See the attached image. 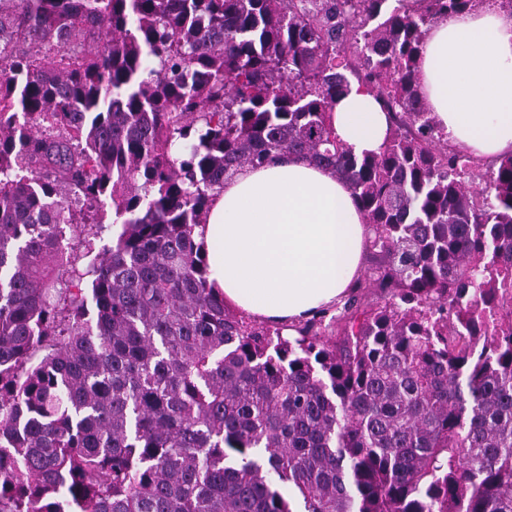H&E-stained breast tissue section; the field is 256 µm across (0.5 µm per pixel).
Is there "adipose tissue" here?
Listing matches in <instances>:
<instances>
[{
    "instance_id": "1",
    "label": "adipose tissue",
    "mask_w": 512,
    "mask_h": 512,
    "mask_svg": "<svg viewBox=\"0 0 512 512\" xmlns=\"http://www.w3.org/2000/svg\"><path fill=\"white\" fill-rule=\"evenodd\" d=\"M419 92L450 145L480 159L512 154V8L485 0L431 26ZM356 154L379 151L389 130L372 93L352 90L331 114ZM209 281L224 304L293 334L341 303L362 277L368 226L348 185L305 159L250 167L224 184L200 228Z\"/></svg>"
}]
</instances>
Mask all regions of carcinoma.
<instances>
[{"instance_id": "obj_1", "label": "carcinoma", "mask_w": 512, "mask_h": 512, "mask_svg": "<svg viewBox=\"0 0 512 512\" xmlns=\"http://www.w3.org/2000/svg\"><path fill=\"white\" fill-rule=\"evenodd\" d=\"M401 2L0 0V512H512V154L481 171L416 80L480 0ZM355 84L377 153L330 121ZM285 155L375 259L294 336L196 238ZM331 121L341 142L359 155L378 152L389 130L386 112L375 96L357 86L336 103Z\"/></svg>"}]
</instances>
